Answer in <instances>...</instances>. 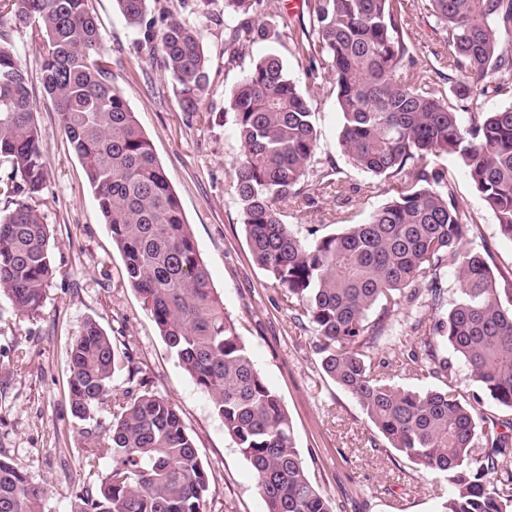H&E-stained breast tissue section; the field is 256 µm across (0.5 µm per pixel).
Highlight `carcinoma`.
<instances>
[{
    "label": "carcinoma",
    "instance_id": "1",
    "mask_svg": "<svg viewBox=\"0 0 512 512\" xmlns=\"http://www.w3.org/2000/svg\"><path fill=\"white\" fill-rule=\"evenodd\" d=\"M155 2L115 0L194 116L210 85L208 57L196 27ZM307 7L315 39L295 49L324 65L344 155L353 168L400 188L363 224L330 233L314 224L302 235L283 222L281 206H314L315 193L334 181L324 174L312 191L304 188L318 163L314 112L269 51L243 72L225 112L242 150L224 179L251 257L283 289L298 324L313 330L325 375L356 399L385 446L448 478L439 512H512V423L506 433L483 427L486 403L512 410V287L488 255L463 248L472 225L436 163L457 155L500 233L512 239V106L467 108L485 82L512 95V0H424L440 52L419 69L405 0H308ZM7 24L40 32L44 91L127 282L250 462L266 512H333L306 472L281 397L212 288L180 198L112 82L88 0H0V27ZM287 26L282 0H224L228 62L278 42ZM446 69L458 73L447 92L435 82ZM42 140L28 77L0 31V162L8 165L0 196L10 204L0 213V296L27 316L40 311L55 275L37 204L47 180ZM448 274L457 283L451 300ZM403 310L418 315L424 353L421 361L410 357L408 373L441 376L444 387L405 389L381 376L378 355L402 343L393 318ZM455 359L480 389L470 398L452 385ZM124 364L135 380L131 358L85 321L70 348V410L82 421L102 411L111 419L88 432L80 449L88 473L71 512H205L209 476L174 405L145 390L112 400V377ZM480 436L488 448L477 459ZM44 495L20 466L0 458V512H41Z\"/></svg>",
    "mask_w": 512,
    "mask_h": 512
}]
</instances>
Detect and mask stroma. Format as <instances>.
<instances>
[{
    "mask_svg": "<svg viewBox=\"0 0 512 512\" xmlns=\"http://www.w3.org/2000/svg\"><path fill=\"white\" fill-rule=\"evenodd\" d=\"M112 80L123 93L178 194L199 253L224 310L236 323L268 384L281 396L296 446L314 483L337 512H437L450 491L446 477L417 468L385 447L357 401L322 371L310 329L295 322L280 289L254 264L224 166L241 147L224 125V108L248 61L228 63L224 9L214 18L190 15L210 66V87L194 117L181 108L171 78L152 68L148 51L122 21L113 0H89ZM280 42L255 54L277 52L310 99L319 157L337 168L349 201L335 192L315 206L289 204L283 220L302 231L338 218L360 224L395 196L398 184L353 169L339 144L341 116L324 87L320 62L299 56L294 43L312 38L307 0H290ZM11 41L28 74L35 120L43 133L47 185L38 208L48 225L57 274L36 317L17 315L0 297V457L13 461L46 490L45 512H68L84 471L78 449L85 422L74 418L67 397L69 351L85 321H95L118 352L129 353L149 391L170 401L209 473L208 512H265L249 461L225 434L207 393L170 353L159 329L128 285L121 254L112 243L82 165L71 150L43 89L37 32L14 29ZM466 211L479 226L465 248L489 250L495 266L512 269V240L453 155L438 158Z\"/></svg>",
    "mask_w": 512,
    "mask_h": 512,
    "instance_id": "obj_1",
    "label": "stroma"
}]
</instances>
